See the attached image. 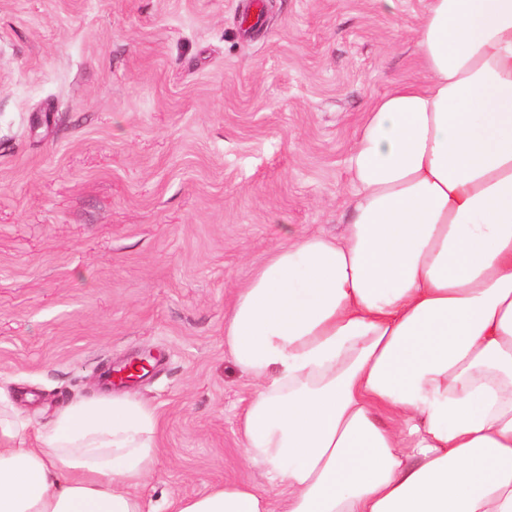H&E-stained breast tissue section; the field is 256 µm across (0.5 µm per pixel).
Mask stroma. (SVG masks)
<instances>
[{"mask_svg": "<svg viewBox=\"0 0 512 512\" xmlns=\"http://www.w3.org/2000/svg\"><path fill=\"white\" fill-rule=\"evenodd\" d=\"M0 0V402L38 424L126 384L147 507L247 467L237 289L287 231L340 235L365 111L419 78L426 0Z\"/></svg>", "mask_w": 512, "mask_h": 512, "instance_id": "stroma-1", "label": "stroma"}]
</instances>
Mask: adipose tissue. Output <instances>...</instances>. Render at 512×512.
<instances>
[{
    "label": "adipose tissue",
    "instance_id": "obj_1",
    "mask_svg": "<svg viewBox=\"0 0 512 512\" xmlns=\"http://www.w3.org/2000/svg\"><path fill=\"white\" fill-rule=\"evenodd\" d=\"M415 50L348 153L344 234L288 233L225 317L266 488L167 512H512V0H427ZM157 425L130 393L0 407V512H143Z\"/></svg>",
    "mask_w": 512,
    "mask_h": 512
}]
</instances>
